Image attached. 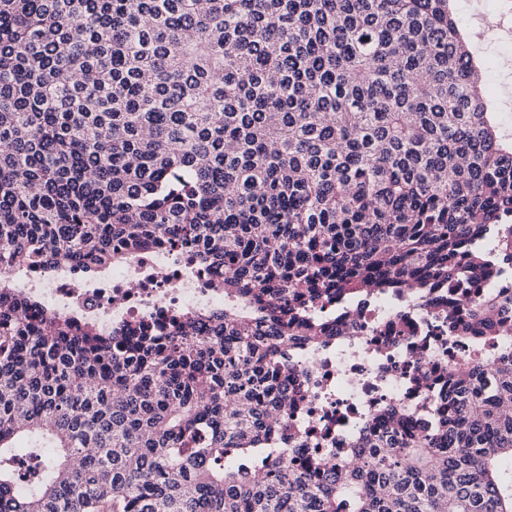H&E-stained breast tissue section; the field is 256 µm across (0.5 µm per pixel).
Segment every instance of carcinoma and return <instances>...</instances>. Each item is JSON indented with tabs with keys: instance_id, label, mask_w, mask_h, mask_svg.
Instances as JSON below:
<instances>
[{
	"instance_id": "1",
	"label": "carcinoma",
	"mask_w": 512,
	"mask_h": 512,
	"mask_svg": "<svg viewBox=\"0 0 512 512\" xmlns=\"http://www.w3.org/2000/svg\"><path fill=\"white\" fill-rule=\"evenodd\" d=\"M449 2L0 0V270L193 248L248 308L104 334L0 279V512H512V356L340 460L263 447L303 305L503 265L512 133ZM466 306L448 335L512 336Z\"/></svg>"
}]
</instances>
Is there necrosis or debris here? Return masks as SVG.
Returning <instances> with one entry per match:
<instances>
[{"label": "necrosis or debris", "mask_w": 512, "mask_h": 512, "mask_svg": "<svg viewBox=\"0 0 512 512\" xmlns=\"http://www.w3.org/2000/svg\"><path fill=\"white\" fill-rule=\"evenodd\" d=\"M190 267L185 255L147 245L90 278L66 267L51 277L18 273L15 285L40 295L47 311L92 320L104 333L141 318L165 324L175 309L235 307V299L209 288ZM457 294L454 288L362 293L312 307L329 335L318 344L292 339L279 346L302 396L289 414L290 434L272 447L293 459L314 452L341 458L359 435L381 432L391 409L414 426L430 425L446 407L449 369L512 352V339L481 353L474 334L449 335L448 302Z\"/></svg>", "instance_id": "necrosis-or-debris-1"}]
</instances>
